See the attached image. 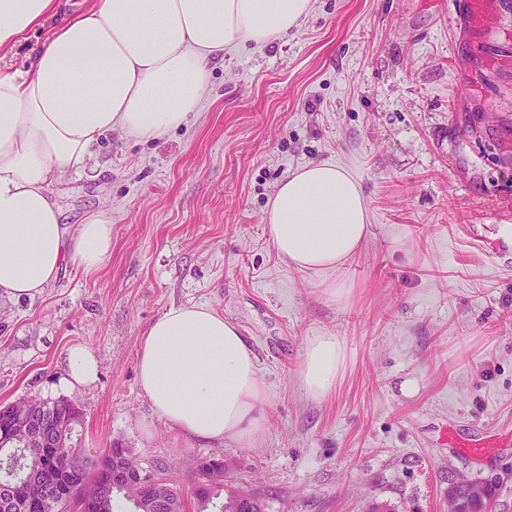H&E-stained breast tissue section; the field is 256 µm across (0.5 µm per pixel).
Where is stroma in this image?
Listing matches in <instances>:
<instances>
[{
  "instance_id": "35a3bbf8",
  "label": "stroma",
  "mask_w": 512,
  "mask_h": 512,
  "mask_svg": "<svg viewBox=\"0 0 512 512\" xmlns=\"http://www.w3.org/2000/svg\"><path fill=\"white\" fill-rule=\"evenodd\" d=\"M313 0L297 30L212 67L188 125L115 131L55 190L69 225L112 214V256L32 300L0 298V404L65 398L80 445L113 444L190 494L198 459L266 512H445L452 477L496 479L512 512V0ZM362 183L370 234L336 276L288 266L266 232L277 184L326 159ZM204 303L237 325L268 390L261 442L179 438L137 384L148 324ZM337 336L336 392L298 381L309 337ZM84 345L99 379L63 386ZM416 381L410 396L403 381ZM498 442L480 461L449 434Z\"/></svg>"
}]
</instances>
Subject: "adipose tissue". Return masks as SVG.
Returning a JSON list of instances; mask_svg holds the SVG:
<instances>
[{
  "label": "adipose tissue",
  "instance_id": "1",
  "mask_svg": "<svg viewBox=\"0 0 512 512\" xmlns=\"http://www.w3.org/2000/svg\"><path fill=\"white\" fill-rule=\"evenodd\" d=\"M57 0H0V48L56 18ZM312 0H93L57 20L28 69L0 72V294L41 295L63 265L102 270L112 254V216L76 229L50 192L78 172L113 130L153 141L185 126L209 93L226 53L298 28ZM264 221L289 266L335 273L370 233L361 183L341 164L305 165L282 180ZM346 364L338 337H310L299 382L316 400L336 390ZM138 385L155 413L189 442L254 444L267 421V391L238 327L205 304L167 308L144 330Z\"/></svg>",
  "mask_w": 512,
  "mask_h": 512
}]
</instances>
